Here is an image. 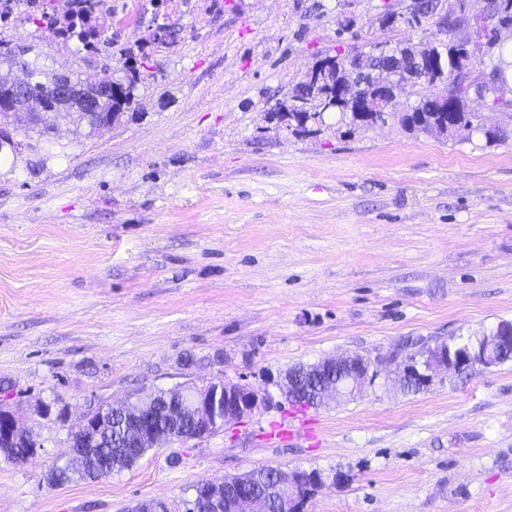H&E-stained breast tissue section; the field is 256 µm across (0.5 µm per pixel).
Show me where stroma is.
<instances>
[{"mask_svg": "<svg viewBox=\"0 0 512 512\" xmlns=\"http://www.w3.org/2000/svg\"><path fill=\"white\" fill-rule=\"evenodd\" d=\"M407 0H224L173 12L143 0L144 80L122 122L0 166V409L36 442L0 458V512H185L198 484L251 469L317 471L302 512H512V362L439 374L405 394L307 410L311 434L267 437L290 406L149 451L132 468L55 487L68 439L98 403L221 379L263 392L297 364L375 356L417 337L512 321V136L434 138L386 125L316 136L267 118L316 60L360 41L437 38L378 23ZM49 71L122 78L60 55ZM47 404L51 413L36 414Z\"/></svg>", "mask_w": 512, "mask_h": 512, "instance_id": "obj_1", "label": "stroma"}]
</instances>
